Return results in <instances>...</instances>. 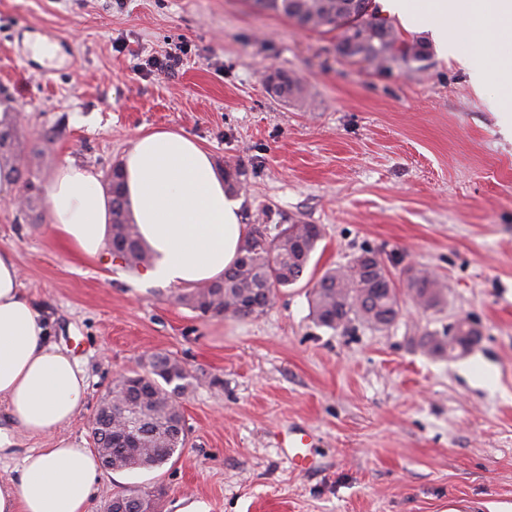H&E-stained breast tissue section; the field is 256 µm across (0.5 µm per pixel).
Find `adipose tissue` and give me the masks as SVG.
Listing matches in <instances>:
<instances>
[{
  "label": "adipose tissue",
  "mask_w": 512,
  "mask_h": 512,
  "mask_svg": "<svg viewBox=\"0 0 512 512\" xmlns=\"http://www.w3.org/2000/svg\"><path fill=\"white\" fill-rule=\"evenodd\" d=\"M400 17L460 44L476 67L489 37L512 36V0H386ZM470 27L456 28L459 18ZM123 195L141 241L154 255L147 278L184 288L221 277L248 233L228 199L209 152L172 129L140 133L123 157ZM48 223L73 252L97 256L111 234V198L92 170L66 162L46 185ZM76 358L50 340L20 288L10 250H0V409L49 447L22 460L15 482L0 485V512H88L102 480L84 440L61 430L81 411L87 391Z\"/></svg>",
  "instance_id": "obj_1"
}]
</instances>
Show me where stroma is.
I'll list each match as a JSON object with an SVG mask.
<instances>
[{
  "instance_id": "1",
  "label": "stroma",
  "mask_w": 512,
  "mask_h": 512,
  "mask_svg": "<svg viewBox=\"0 0 512 512\" xmlns=\"http://www.w3.org/2000/svg\"><path fill=\"white\" fill-rule=\"evenodd\" d=\"M410 65L348 59L333 34L252 9L248 0H0V101L17 120L32 172L46 185L64 162L107 176L134 138L172 128L197 138L216 167L243 172L245 224L268 236L293 221L322 238L303 278L246 318L203 317L180 288L129 271L101 251L66 249L48 223L25 221L0 195V249L13 252L23 292L52 341L88 374L85 404L66 435L90 440V420L122 374L151 354L191 375L180 402L188 427L179 456L154 470L103 473L89 512L120 488L160 490L157 512H475L512 504V38L497 37L475 90L470 72L430 31ZM56 45L37 58L36 42ZM181 55L172 72L150 57ZM282 70L304 100L269 93ZM54 139H45L48 130ZM374 251L397 288L417 267L442 281L431 308L403 296L396 322L330 329L310 292L329 267ZM469 318L480 341L433 354ZM308 430L312 466L296 469L283 439ZM0 485L49 437L14 428Z\"/></svg>"
}]
</instances>
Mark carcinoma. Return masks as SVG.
Segmentation results:
<instances>
[{
  "instance_id": "carcinoma-1",
  "label": "carcinoma",
  "mask_w": 512,
  "mask_h": 512,
  "mask_svg": "<svg viewBox=\"0 0 512 512\" xmlns=\"http://www.w3.org/2000/svg\"><path fill=\"white\" fill-rule=\"evenodd\" d=\"M253 6L294 20L308 29L336 33V48L343 52L353 44L351 56L370 63H382L392 52L415 56L428 48L423 41L401 39L391 22L381 17L376 0H252ZM268 90L279 98H299L304 85L281 70L266 78ZM31 157L19 143L14 116L0 118V180L21 181L28 190L24 213L35 210L39 188L31 179ZM242 171L229 164L224 168L228 191H240ZM112 194V254L122 258L130 270L152 262L153 256L141 243L137 226L131 223L121 189ZM321 239L316 224L297 220L273 238L261 225H255L240 245L237 259L224 271L221 280L193 288L180 300L201 316H220L231 312L249 316L269 306L274 291L296 284L307 269ZM365 251L352 264L328 268L311 290L315 321L336 329L354 320L373 328L390 326L400 312V291L389 284V273ZM408 294L423 307H431L443 294V285L429 271L415 269L406 280ZM479 341V334L468 319L461 318L448 328L446 336H426L423 345L434 353L462 355ZM146 380L140 373L123 377L115 385L116 393L141 392L131 397L142 421L140 435L130 445L117 439L112 445H95L101 462L114 471L152 469L168 462L185 447L187 428L179 395L190 386L186 366L169 353L151 355L145 362Z\"/></svg>"
}]
</instances>
